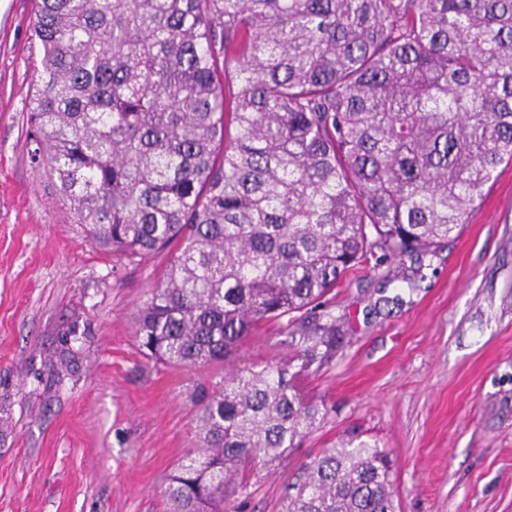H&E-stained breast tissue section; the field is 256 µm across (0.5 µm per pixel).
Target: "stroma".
<instances>
[{
    "mask_svg": "<svg viewBox=\"0 0 512 512\" xmlns=\"http://www.w3.org/2000/svg\"><path fill=\"white\" fill-rule=\"evenodd\" d=\"M34 4L0 0V512H167L195 385L297 348L267 323L203 367L143 357L137 312L170 256L102 250L33 159ZM418 266L372 256L330 294L344 341L298 381L322 416L235 512H282L302 466L352 433L388 453L399 512H512V164L408 287Z\"/></svg>",
    "mask_w": 512,
    "mask_h": 512,
    "instance_id": "stroma-1",
    "label": "stroma"
}]
</instances>
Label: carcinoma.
Masks as SVG:
<instances>
[{"instance_id": "cac0c4a2", "label": "carcinoma", "mask_w": 512, "mask_h": 512, "mask_svg": "<svg viewBox=\"0 0 512 512\" xmlns=\"http://www.w3.org/2000/svg\"><path fill=\"white\" fill-rule=\"evenodd\" d=\"M32 31L34 156L97 244L172 253L147 358L205 366L322 309L293 359L192 395L165 496L226 512L318 419L297 378L344 339L324 298L376 251L447 247L512 162V0H38ZM282 512H396L387 453L324 450Z\"/></svg>"}]
</instances>
